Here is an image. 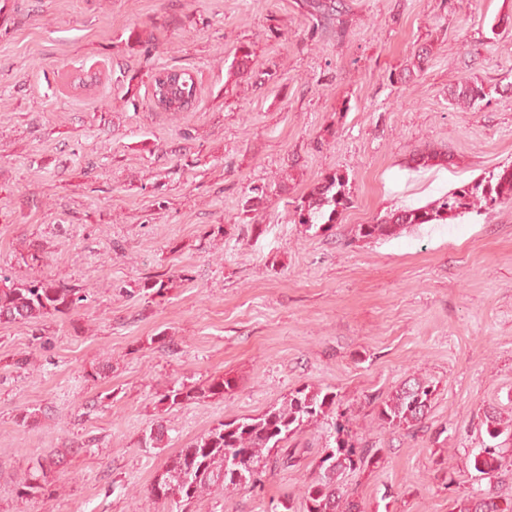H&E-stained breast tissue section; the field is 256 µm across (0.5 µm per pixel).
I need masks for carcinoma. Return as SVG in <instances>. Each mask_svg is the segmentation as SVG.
Instances as JSON below:
<instances>
[{"instance_id":"1","label":"carcinoma","mask_w":512,"mask_h":512,"mask_svg":"<svg viewBox=\"0 0 512 512\" xmlns=\"http://www.w3.org/2000/svg\"><path fill=\"white\" fill-rule=\"evenodd\" d=\"M309 5L325 19L341 13L332 0H309ZM484 96L483 88L467 81L452 91L454 103L464 107L474 106ZM480 203L512 204V165L490 174L485 181L464 184L425 206L400 208L375 224H359L355 233L364 241L393 238L422 224L455 218ZM348 205L347 181L333 173L324 177L311 190L309 199L302 200L295 209L298 223L305 230L328 232ZM85 298L81 288L54 280L17 281L0 271V320L31 322L47 315H65ZM231 389L232 380L222 376L198 386L175 383L161 394L159 402L171 406L198 403L222 397ZM434 392L429 382L411 378L387 396L374 398L372 403L381 424L414 429L431 408ZM335 406V393L302 386L290 391L280 405L258 416L221 422L171 457L149 493L179 507L193 503L214 487L254 489L269 465H300L303 456L291 441L306 427L320 422ZM352 413L349 407L337 411L334 431L315 460L316 476L303 486L304 512H364L350 498L345 477L376 467L382 449L369 445L353 431ZM481 426L485 427L489 443L483 444L475 455L474 467L491 476L502 466L503 449L512 447V418L491 407L483 412ZM18 490L23 497L46 495L43 469L27 472L19 480ZM459 512H512V499L489 489L461 500Z\"/></svg>"}]
</instances>
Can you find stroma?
<instances>
[{
	"mask_svg": "<svg viewBox=\"0 0 512 512\" xmlns=\"http://www.w3.org/2000/svg\"><path fill=\"white\" fill-rule=\"evenodd\" d=\"M341 2L343 25L323 28L304 0H15L0 24V270L89 297L0 321V512H167L147 490L179 448L303 385L354 405L381 450L347 479L366 512L512 495V452L495 478L474 468L483 411L512 412V204L354 235L512 164V0ZM164 67L194 76L192 110L154 107ZM466 80L486 96L463 109L450 92ZM424 148L449 167L413 170ZM330 172L351 203L317 235L294 206ZM157 276L164 295L140 290ZM219 375L236 382L224 397L159 401ZM412 377L435 388L423 424L381 425L367 397ZM159 421L161 447H142ZM334 421L296 436L300 466L184 512L300 497ZM57 450L50 498L19 497Z\"/></svg>",
	"mask_w": 512,
	"mask_h": 512,
	"instance_id": "stroma-1",
	"label": "stroma"
}]
</instances>
